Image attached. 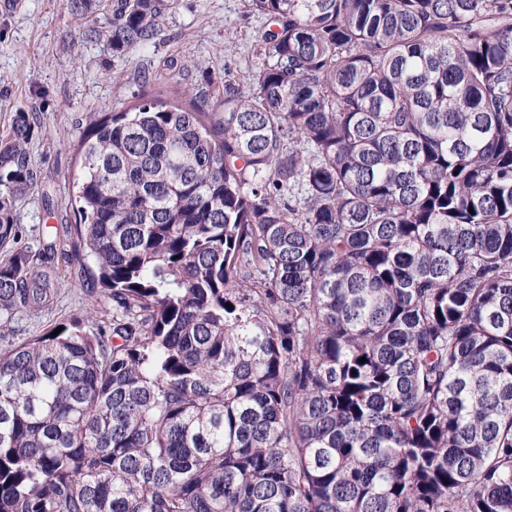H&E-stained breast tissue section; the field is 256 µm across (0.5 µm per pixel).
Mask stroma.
<instances>
[{
	"mask_svg": "<svg viewBox=\"0 0 512 512\" xmlns=\"http://www.w3.org/2000/svg\"><path fill=\"white\" fill-rule=\"evenodd\" d=\"M262 24L244 0H179L149 44L116 57L98 36L78 31L64 0H0V131L15 113L40 117L28 146L38 183L18 203L28 238L54 240L75 221L72 179L84 113L123 110L141 92L175 98L228 72L245 77ZM56 261L57 300L21 317L19 338L86 315L87 288L75 283L64 256Z\"/></svg>",
	"mask_w": 512,
	"mask_h": 512,
	"instance_id": "obj_1",
	"label": "stroma"
}]
</instances>
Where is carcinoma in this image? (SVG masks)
<instances>
[{
  "instance_id": "cac0c4a2",
  "label": "carcinoma",
  "mask_w": 512,
  "mask_h": 512,
  "mask_svg": "<svg viewBox=\"0 0 512 512\" xmlns=\"http://www.w3.org/2000/svg\"><path fill=\"white\" fill-rule=\"evenodd\" d=\"M245 3L249 81L86 116L56 336L0 135V512H512V0ZM61 275L59 295L49 310L38 315L24 316L15 323V336L24 339L28 336H39L54 326L67 322L72 318H84L89 304L88 289L75 283L71 274V265L58 252L56 258Z\"/></svg>"
}]
</instances>
